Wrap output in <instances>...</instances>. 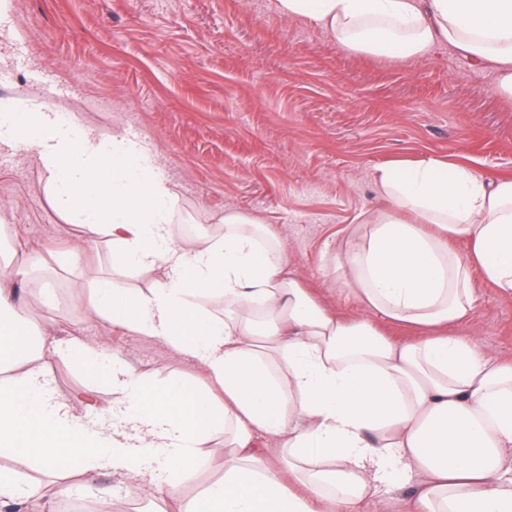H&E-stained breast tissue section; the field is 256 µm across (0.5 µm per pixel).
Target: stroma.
<instances>
[{
	"label": "stroma",
	"mask_w": 512,
	"mask_h": 512,
	"mask_svg": "<svg viewBox=\"0 0 512 512\" xmlns=\"http://www.w3.org/2000/svg\"><path fill=\"white\" fill-rule=\"evenodd\" d=\"M0 98L78 116L104 137L144 142L179 197L169 226L220 236L225 212L257 222L284 251L288 269L326 308L359 311L331 270L354 226L386 206L380 167L428 158L468 166L492 181L512 178V97L490 67L475 68L441 45L423 56L357 53L321 30L279 15L273 0H10L0 28ZM80 226L54 206L32 156L0 149V279L29 252L81 242ZM27 245L14 252L15 242ZM112 247L91 255L116 287H153L157 271L113 274ZM466 327L490 358L512 363V296L480 270ZM53 288L60 308L30 322L118 353L145 379L179 374L210 386L206 372L168 345L85 315L82 265L51 280L19 282L22 298ZM458 325L448 327L458 334ZM64 400L87 383L64 353L41 360ZM211 463L182 496L145 495L137 512H180L224 473V435L204 445Z\"/></svg>",
	"instance_id": "stroma-1"
}]
</instances>
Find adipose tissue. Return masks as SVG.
<instances>
[{"mask_svg":"<svg viewBox=\"0 0 512 512\" xmlns=\"http://www.w3.org/2000/svg\"><path fill=\"white\" fill-rule=\"evenodd\" d=\"M275 9L352 50L405 57L448 45L473 66L495 65L512 96V0H275ZM0 146L38 159L85 245L109 239L114 271L162 269L146 292L90 273L87 315L164 342L214 383L154 384L119 359L101 364L74 338L68 355L91 383L60 400L37 365L57 339L32 333L1 281L0 452L54 474L58 494L74 472L99 494V476L115 470L129 497H177L208 467L201 445L220 431L224 476L183 512H315L319 501L361 512L408 478L417 487L399 512H512V363L488 357L468 332L444 333L474 309L473 269L512 295V179L435 158L383 168L387 207L336 257L361 309L345 318L298 285L241 213L225 212L223 236L174 242L178 198L141 143L0 99ZM453 240L470 253L457 255ZM199 296L223 315L199 308ZM378 319L424 334L391 340ZM102 385L113 393L105 403ZM259 433L281 437V450L253 447ZM288 471L297 481H285Z\"/></svg>","mask_w":512,"mask_h":512,"instance_id":"ef3b65f1","label":"adipose tissue"}]
</instances>
